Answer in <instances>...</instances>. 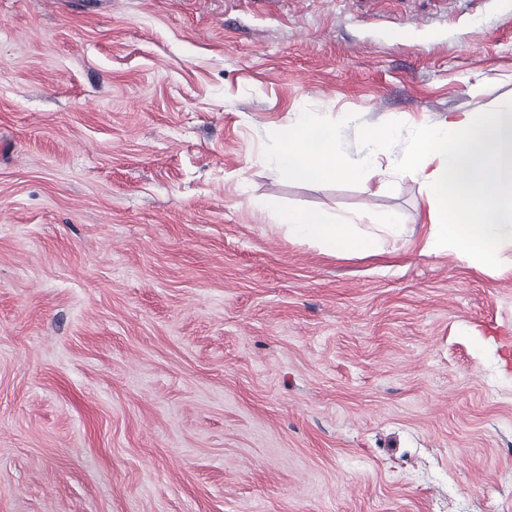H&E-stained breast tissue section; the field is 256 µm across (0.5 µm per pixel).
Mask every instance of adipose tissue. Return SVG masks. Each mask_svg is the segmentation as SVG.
Listing matches in <instances>:
<instances>
[{
  "instance_id": "obj_1",
  "label": "adipose tissue",
  "mask_w": 512,
  "mask_h": 512,
  "mask_svg": "<svg viewBox=\"0 0 512 512\" xmlns=\"http://www.w3.org/2000/svg\"><path fill=\"white\" fill-rule=\"evenodd\" d=\"M315 128L311 114L299 112L277 131L273 163L278 174L301 181L354 180L373 194L382 169L407 172L422 179L426 190L425 250L452 253L490 269L502 247L512 244V104L422 126L404 153L392 149L394 126L371 128L364 153L355 159L345 155L335 133L315 142ZM277 217L289 238L331 255H370L386 239L403 241L409 234L393 212L369 215L368 232L360 231L352 218L335 224L320 214L292 209L279 210Z\"/></svg>"
}]
</instances>
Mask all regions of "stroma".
Listing matches in <instances>:
<instances>
[{
    "label": "stroma",
    "instance_id": "1",
    "mask_svg": "<svg viewBox=\"0 0 512 512\" xmlns=\"http://www.w3.org/2000/svg\"><path fill=\"white\" fill-rule=\"evenodd\" d=\"M508 103L512 0H0V512H512V247L270 164L299 109L355 159ZM278 224L288 237L318 247L326 254L370 255L378 252L387 238L407 241L409 231L394 212L362 214L342 224L327 221L321 214L279 209ZM367 218L374 231L360 232L357 220Z\"/></svg>",
    "mask_w": 512,
    "mask_h": 512
}]
</instances>
